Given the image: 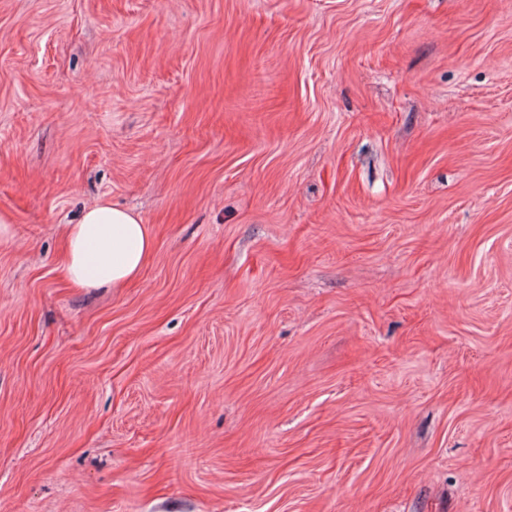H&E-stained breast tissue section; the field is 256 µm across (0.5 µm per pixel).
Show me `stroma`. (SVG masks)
<instances>
[{
	"instance_id": "obj_1",
	"label": "stroma",
	"mask_w": 512,
	"mask_h": 512,
	"mask_svg": "<svg viewBox=\"0 0 512 512\" xmlns=\"http://www.w3.org/2000/svg\"><path fill=\"white\" fill-rule=\"evenodd\" d=\"M0 512H512V0H0ZM153 248L149 224L99 201L66 229L65 277L75 288H118L139 277Z\"/></svg>"
}]
</instances>
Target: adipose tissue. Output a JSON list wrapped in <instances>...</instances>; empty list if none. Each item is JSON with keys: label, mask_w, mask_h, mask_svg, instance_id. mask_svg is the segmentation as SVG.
Here are the masks:
<instances>
[{"label": "adipose tissue", "mask_w": 512, "mask_h": 512, "mask_svg": "<svg viewBox=\"0 0 512 512\" xmlns=\"http://www.w3.org/2000/svg\"><path fill=\"white\" fill-rule=\"evenodd\" d=\"M153 248L137 214L99 201L66 229L65 277L77 288H117L139 277Z\"/></svg>", "instance_id": "ef3b65f1"}]
</instances>
